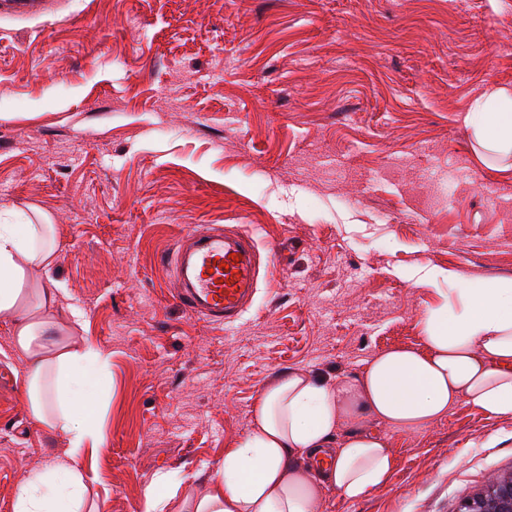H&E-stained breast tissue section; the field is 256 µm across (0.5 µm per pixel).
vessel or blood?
<instances>
[{
    "mask_svg": "<svg viewBox=\"0 0 512 512\" xmlns=\"http://www.w3.org/2000/svg\"><path fill=\"white\" fill-rule=\"evenodd\" d=\"M46 0H0V14L35 16ZM176 297L192 312L232 324L251 303L257 285L255 246L246 235L191 233L173 258Z\"/></svg>",
    "mask_w": 512,
    "mask_h": 512,
    "instance_id": "vessel-or-blood-1",
    "label": "vessel or blood"
}]
</instances>
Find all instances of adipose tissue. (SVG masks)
Here are the masks:
<instances>
[{
  "label": "adipose tissue",
  "mask_w": 512,
  "mask_h": 512,
  "mask_svg": "<svg viewBox=\"0 0 512 512\" xmlns=\"http://www.w3.org/2000/svg\"><path fill=\"white\" fill-rule=\"evenodd\" d=\"M472 112L478 147L512 155V90L488 86ZM53 231L50 224L0 225V315L9 316L15 346L27 360L28 408L40 428L68 441L50 469L30 473L14 512H79L86 486L78 463L98 434L73 413L92 404L94 372L107 357L78 351L50 315L61 290ZM29 263L44 274L35 288ZM420 332L422 348L379 353L353 380L329 384L302 370L280 374L259 396L251 428L225 450L204 492L186 493L160 473L145 493L144 512H319L324 487L353 501L390 477L391 450L364 428L365 418L400 431L421 429L462 401L493 417H512V278L457 289L424 314ZM343 425L349 433L333 447ZM323 455L329 463L317 473L297 463Z\"/></svg>",
  "instance_id": "ef3b65f1"
}]
</instances>
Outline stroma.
I'll use <instances>...</instances> for the list:
<instances>
[{"instance_id": "stroma-1", "label": "stroma", "mask_w": 512, "mask_h": 512, "mask_svg": "<svg viewBox=\"0 0 512 512\" xmlns=\"http://www.w3.org/2000/svg\"><path fill=\"white\" fill-rule=\"evenodd\" d=\"M512 88V0H53L0 16V222L56 226L55 320L102 351L86 512H142L155 473L204 489L279 372L328 381L421 347L459 287L512 277V176L467 119ZM270 269L234 323L173 296L200 225ZM83 315L74 325L72 310ZM0 321V512L67 446L31 418ZM386 485L322 512H460L512 474V418L459 403L412 432L375 418Z\"/></svg>"}]
</instances>
